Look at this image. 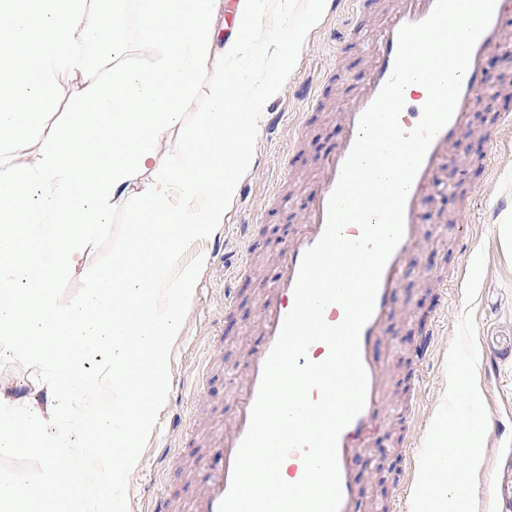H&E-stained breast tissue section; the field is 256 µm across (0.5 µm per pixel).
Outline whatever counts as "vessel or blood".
Instances as JSON below:
<instances>
[{"label": "vessel or blood", "instance_id": "b4317fda", "mask_svg": "<svg viewBox=\"0 0 512 512\" xmlns=\"http://www.w3.org/2000/svg\"><path fill=\"white\" fill-rule=\"evenodd\" d=\"M435 4L436 0H396L394 7L374 31L371 61L363 78L355 81L354 92L346 99L339 113L343 136L335 148L321 157L316 177L303 198L302 221L287 240L279 261L269 271L265 292L258 305V344L248 355L246 370L238 385L234 417L208 452L210 463L202 482L191 497L190 512H218L220 502L231 487L235 457L249 428L265 361L278 338L286 315L294 305V286L303 255L319 241L324 232L328 201L356 139L360 118L392 74L400 29L404 25L426 20ZM511 30L512 0H495L492 19L472 49L454 112L431 142L411 184L405 203L403 236L383 268L373 314L362 327L359 336L360 358L367 376L366 401L363 410L342 430L338 438L342 489L339 512H366L353 470L373 431L382 422L385 411L383 394L387 373L386 364L377 352L378 342L392 314L409 257L422 241L424 205L442 184V172L449 151L467 143L470 115L475 102L492 91L485 61L490 51L500 46ZM426 100L427 94L423 91L406 96L405 106L399 115V124L403 130L410 131L416 127ZM509 129H512L511 123L505 118H497L483 141L467 144H470L475 154L489 157L491 149L500 145L503 132ZM248 272L249 262L245 259L230 272L232 286L224 291L225 314H232L238 295L235 284L246 279ZM440 334L439 319H432L427 332L412 353L415 364H423L429 359Z\"/></svg>", "mask_w": 512, "mask_h": 512}]
</instances>
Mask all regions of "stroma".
Wrapping results in <instances>:
<instances>
[{
	"label": "stroma",
	"instance_id": "stroma-1",
	"mask_svg": "<svg viewBox=\"0 0 512 512\" xmlns=\"http://www.w3.org/2000/svg\"><path fill=\"white\" fill-rule=\"evenodd\" d=\"M396 0H376L375 10L352 15L348 8L323 13L307 33L297 63L281 92L267 100L260 121L254 150V163L242 177L236 200L226 222L208 239L194 243L187 257L208 253L183 326L170 355L172 380H190L206 356L222 360L224 367L209 372L203 404L190 406L186 396L167 398L158 416L138 466L129 476L128 512H146L148 489L163 487L173 501L172 512H187L194 485L200 481L193 460L173 462L171 455L180 444L174 430L176 422L195 418L199 439L197 448L207 449L215 440L221 422L231 420L236 408L235 379L245 371L248 352L256 346V307L269 267L276 264L282 246L294 233L301 218L299 207L281 208L271 203L275 182L285 183L294 196H302L313 181L321 155L333 147L339 126L338 114L350 88L348 77H360L372 55L369 33L382 12L393 8ZM358 30L359 35L338 44L335 33ZM486 68L499 92L484 96L471 115V136L480 138L490 127L493 113L512 116V33L502 48L491 52ZM335 79L320 112L314 113L306 129L305 147L293 152L294 130L290 118L305 111L307 102L297 94L301 81L316 82L322 72ZM445 194L457 200L459 193L475 184L484 190L466 202L465 211L457 207L438 211L437 198L427 200V211L439 212L437 222L427 223L423 241L407 266L396 308L387 323L380 352L389 371L384 394L388 420L364 448L357 463L359 486L366 504L386 507L403 482L414 481L416 456L412 443H423L427 430L443 397L446 386L445 358L464 311L463 296L449 294L439 303V277L461 266H470L477 251L485 253V268L475 304L479 354L499 352L501 363L496 377L478 373L477 384L484 395L488 414L499 416L502 400L512 399V252L501 242V227L512 225V150L495 152L490 167H483L466 152L452 153L442 176ZM256 222L261 246L253 252L249 279L239 287V303L232 316L224 314L225 271L240 260L243 242L235 237L234 225ZM439 313L442 334L431 357L420 369L425 383L419 396L421 415L417 423L400 421L398 411L406 397L402 387L415 369L412 349L432 313ZM28 392L31 403L49 410L50 400L41 381L15 364L0 366V392ZM503 440L487 435L485 455L492 465L482 468L477 478L478 512H512V493L507 490L504 470L512 454V417L503 421Z\"/></svg>",
	"mask_w": 512,
	"mask_h": 512
}]
</instances>
